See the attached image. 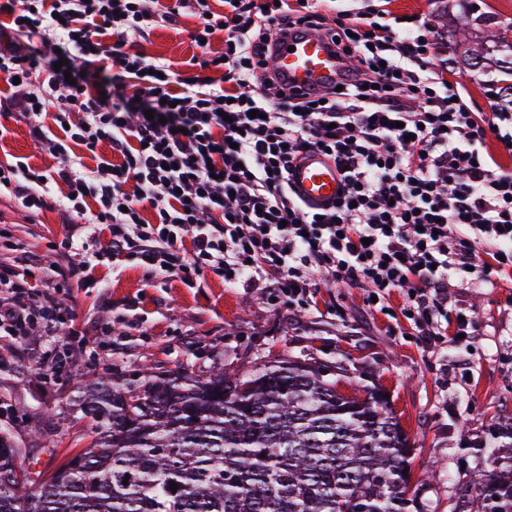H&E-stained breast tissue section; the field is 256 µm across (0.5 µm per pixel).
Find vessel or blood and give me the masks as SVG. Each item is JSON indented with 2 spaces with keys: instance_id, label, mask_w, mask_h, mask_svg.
I'll return each mask as SVG.
<instances>
[{
  "instance_id": "obj_1",
  "label": "vessel or blood",
  "mask_w": 512,
  "mask_h": 512,
  "mask_svg": "<svg viewBox=\"0 0 512 512\" xmlns=\"http://www.w3.org/2000/svg\"><path fill=\"white\" fill-rule=\"evenodd\" d=\"M268 67L289 89L304 92L336 83L344 63L329 35L298 30L278 37ZM289 179L297 197L312 208L333 205L344 184L335 163L318 151L298 159Z\"/></svg>"
}]
</instances>
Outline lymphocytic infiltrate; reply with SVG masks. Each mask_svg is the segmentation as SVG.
Wrapping results in <instances>:
<instances>
[{"mask_svg": "<svg viewBox=\"0 0 512 512\" xmlns=\"http://www.w3.org/2000/svg\"><path fill=\"white\" fill-rule=\"evenodd\" d=\"M331 3L0 0V81L11 87L0 140L14 116L53 110L56 134L31 133L58 161L1 162L0 195L31 213L57 208L73 229L65 251L83 254L48 279L82 286L97 266L134 262L190 288L221 272L225 285L288 306L341 281L381 304L402 291V316L430 343L473 335L448 282L512 277V104L486 114L462 100L423 18ZM187 8L198 53L177 65L136 48L159 25L177 28ZM297 26L330 32L355 60L342 89L288 92L265 74L273 32ZM60 58L74 83L55 71ZM102 145L110 154L92 168L76 153ZM309 149L344 170L323 210L289 183ZM102 228L107 245L90 249ZM57 293L1 260L0 334L59 335L71 313Z\"/></svg>", "mask_w": 512, "mask_h": 512, "instance_id": "obj_1", "label": "lymphocytic infiltrate"}]
</instances>
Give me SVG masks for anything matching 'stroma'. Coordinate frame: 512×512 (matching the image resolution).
I'll return each mask as SVG.
<instances>
[{
	"mask_svg": "<svg viewBox=\"0 0 512 512\" xmlns=\"http://www.w3.org/2000/svg\"><path fill=\"white\" fill-rule=\"evenodd\" d=\"M197 23L189 14L178 28H156L145 51L173 62L189 59V32ZM18 157L43 169L56 164L23 122L0 141V162ZM0 226L9 229L17 257L49 262L69 233L57 210L34 215L6 196H0ZM95 276L97 288L58 285L72 309L64 331L72 350L61 370L42 355L51 337L0 336V428L25 448L33 471L50 473L74 447L79 427L63 396L84 371L135 384L145 366L156 373L196 371L220 360L227 371L244 372L292 357L343 364L344 395L375 381L389 391L414 445L412 486L425 512H453L459 487L478 481L507 454L491 450L489 432L497 419L512 416V282L451 279L448 296L475 321L476 332L431 348L402 317L398 292L378 312L366 306L363 289L344 284L321 289L315 305L290 308L270 304L254 288L225 287L212 273L198 288L133 264L119 272L100 266Z\"/></svg>",
	"mask_w": 512,
	"mask_h": 512,
	"instance_id": "obj_1",
	"label": "stroma"
}]
</instances>
